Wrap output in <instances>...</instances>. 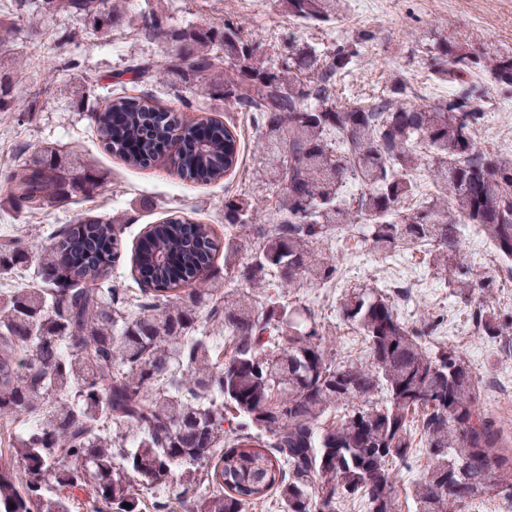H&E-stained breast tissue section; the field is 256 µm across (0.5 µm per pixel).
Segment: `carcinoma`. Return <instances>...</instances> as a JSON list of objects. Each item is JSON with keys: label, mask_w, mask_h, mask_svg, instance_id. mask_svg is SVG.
Wrapping results in <instances>:
<instances>
[{"label": "carcinoma", "mask_w": 512, "mask_h": 512, "mask_svg": "<svg viewBox=\"0 0 512 512\" xmlns=\"http://www.w3.org/2000/svg\"><path fill=\"white\" fill-rule=\"evenodd\" d=\"M286 2L288 15L310 22L340 9V0ZM43 4L102 26L124 13L113 0ZM140 26L167 37L159 11ZM16 29L0 21L1 52ZM373 38L324 53L288 42L267 58L234 22L173 35L163 66H188L207 94L256 120L279 222L261 224L245 198L224 201V223L244 229L238 236L167 215L130 256L146 296L136 311L112 287L121 242L110 221L71 224L41 248L0 239V275L34 257L41 282L0 298V416H29L0 463V512H73L70 497L46 496L52 486L88 492L91 512H143V495L163 489L190 503L187 512H247L271 495L282 512H337L356 500L367 512H402L393 465L416 448L427 463L405 490L413 512L512 498V441L480 406L460 352L429 341L443 312L409 323L396 303L407 287L345 290L337 313L366 347L350 359L327 346L330 328L296 294L309 281L339 283L337 263L316 247L361 224L381 254L435 246L432 260L469 307L473 331L512 335V309L486 299L498 279H512V156L477 146L488 88L473 80L481 73L511 95L512 51L442 37L428 53L432 76L455 86L448 97L413 103L393 83L380 97L343 102L338 86ZM123 74L148 83L157 65L133 58ZM178 112L148 94L119 96L92 120L104 150L133 168L172 169L190 183L237 168L235 127L214 121L200 136ZM350 182L360 193L345 198ZM102 183L89 163L45 147L0 187L15 210L40 214ZM463 224L493 247V272L477 276L462 261ZM225 274L239 288L220 308L212 299ZM259 287L274 289L262 303L249 292ZM205 309L224 335L202 329Z\"/></svg>", "instance_id": "carcinoma-1"}]
</instances>
